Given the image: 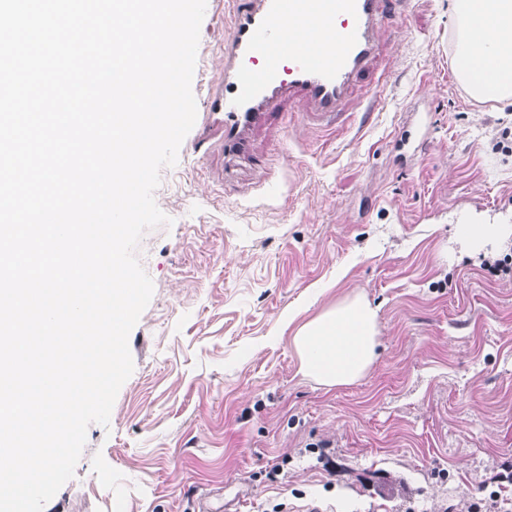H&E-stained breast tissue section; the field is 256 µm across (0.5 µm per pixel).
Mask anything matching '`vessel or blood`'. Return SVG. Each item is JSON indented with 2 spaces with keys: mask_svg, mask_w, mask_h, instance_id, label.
Instances as JSON below:
<instances>
[{
  "mask_svg": "<svg viewBox=\"0 0 512 512\" xmlns=\"http://www.w3.org/2000/svg\"><path fill=\"white\" fill-rule=\"evenodd\" d=\"M389 0H231L224 77L209 88L193 149L251 156L256 131L296 99L317 122L336 120L360 82L379 87L375 32Z\"/></svg>",
  "mask_w": 512,
  "mask_h": 512,
  "instance_id": "1",
  "label": "vessel or blood"
}]
</instances>
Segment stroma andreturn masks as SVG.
I'll list each match as a JSON object with an SVG mask.
<instances>
[{
    "mask_svg": "<svg viewBox=\"0 0 512 512\" xmlns=\"http://www.w3.org/2000/svg\"><path fill=\"white\" fill-rule=\"evenodd\" d=\"M228 0L200 28L192 92L224 75ZM374 111L330 127L291 103L253 168L180 147L154 193L169 224L137 257L154 284L132 375L90 424L44 512H446L512 487V277L454 237L512 217V102H480L453 58L448 0H393ZM377 310L360 381L303 377L285 317L344 298Z\"/></svg>",
    "mask_w": 512,
    "mask_h": 512,
    "instance_id": "1",
    "label": "stroma"
}]
</instances>
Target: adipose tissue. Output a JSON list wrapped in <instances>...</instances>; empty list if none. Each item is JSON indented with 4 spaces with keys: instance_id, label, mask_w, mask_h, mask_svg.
<instances>
[{
    "instance_id": "ef3b65f1",
    "label": "adipose tissue",
    "mask_w": 512,
    "mask_h": 512,
    "mask_svg": "<svg viewBox=\"0 0 512 512\" xmlns=\"http://www.w3.org/2000/svg\"><path fill=\"white\" fill-rule=\"evenodd\" d=\"M454 58L477 100L512 99V0H449ZM460 245L477 252L512 240V222L456 225ZM375 309L361 297L337 302L298 323L292 344L303 377L335 388L363 379L377 358Z\"/></svg>"
}]
</instances>
